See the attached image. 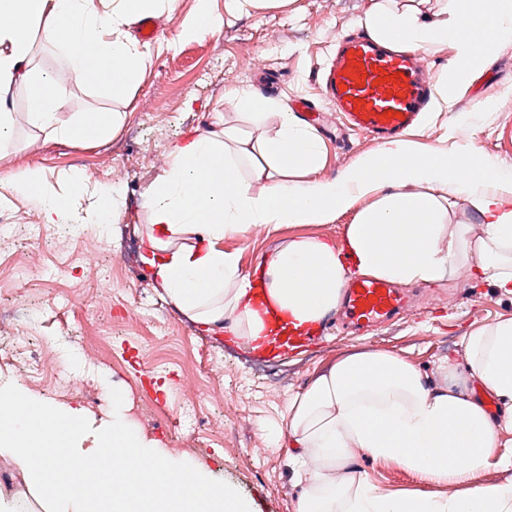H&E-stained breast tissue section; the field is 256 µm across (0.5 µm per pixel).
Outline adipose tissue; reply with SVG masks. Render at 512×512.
Masks as SVG:
<instances>
[{
	"label": "adipose tissue",
	"instance_id": "ef3b65f1",
	"mask_svg": "<svg viewBox=\"0 0 512 512\" xmlns=\"http://www.w3.org/2000/svg\"><path fill=\"white\" fill-rule=\"evenodd\" d=\"M453 2L451 16L442 20L379 2L362 22L377 41L395 48L451 46L440 87L444 97L512 44V0ZM172 3L0 0V133L9 125L7 94L22 82L29 89V121L47 139L108 140L116 122L109 112H87L58 124L64 97L30 66L31 26L44 23L75 78L96 81L99 90L118 97L140 84L151 61L148 48L129 32L130 23ZM170 156L168 171L147 195L149 246L143 261L163 294L194 321L229 322L233 335L256 348L314 331L336 309L354 272L398 284L434 283L471 259L479 278L512 294V211L499 203L501 194L512 192V166L480 159L472 143L442 156L408 141L393 142L359 156L337 178L316 180L321 140L288 114L276 139L253 144L219 126L176 142ZM253 157L258 165L243 174V159ZM255 178L267 181L265 193H253ZM409 184L419 186V193H407ZM6 187L37 202L46 223L83 221L70 199L54 194L38 171L18 175ZM367 195L377 201L347 226L343 248L316 238L293 240L257 280L224 251L225 236L250 225L323 224ZM460 196L485 221L474 246L465 230L445 232ZM466 353L468 373L480 386L476 394L457 390L453 368L445 370L446 384L434 387L398 355L369 349L342 357L295 395L283 431L303 486L295 512H512V482L445 499L390 495L352 466L360 452L394 460L431 480L457 482L464 471L449 470V456L462 459L465 471H478L488 465L499 437L512 443V320L467 337ZM489 398L502 406V414L488 411ZM310 455L345 469L346 477L336 482L326 472L306 471Z\"/></svg>",
	"mask_w": 512,
	"mask_h": 512
}]
</instances>
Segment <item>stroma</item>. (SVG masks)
Returning <instances> with one entry per match:
<instances>
[{"instance_id": "35a3bbf8", "label": "stroma", "mask_w": 512, "mask_h": 512, "mask_svg": "<svg viewBox=\"0 0 512 512\" xmlns=\"http://www.w3.org/2000/svg\"><path fill=\"white\" fill-rule=\"evenodd\" d=\"M227 2L175 0L173 12L157 15L151 63L126 97L101 93L89 81L61 83L65 105L59 123L82 112L123 113L106 143L46 140L28 122L25 85H14L0 179L36 170L64 193L66 175L75 173L91 187H118L121 197L115 223L74 229L45 223L24 196L0 195V213H8L14 225L12 240L0 246V381L19 386L34 400L82 410L94 432L111 422L110 391L119 389L131 404L132 421L159 442L164 456L204 465L213 479L238 490L251 512H295L296 471L277 439L290 399L341 355L360 348L397 354L437 384L441 366H453L461 390H476L467 372L465 338L512 319V295L477 279L462 263L453 278L410 284V292L421 298L412 313L362 336L337 321L317 346L279 354L244 347L228 333L197 324L160 295L142 260L146 198L170 165L171 145L218 121L247 134L261 126L266 139L275 138L283 123L281 107L297 97L319 98L318 68L339 37L359 29L377 0H287L259 12H232ZM204 10L223 17V27L200 25ZM191 21L197 24L194 35L179 38L180 25ZM264 72L277 78L267 96L279 107L254 123L225 95L255 86ZM464 112L479 113L476 126L457 128ZM509 126L512 45L459 87L450 105L434 102L406 138L449 153L468 136L483 158L512 165V148L502 138ZM377 148L355 132L345 147L323 141L317 176L337 177ZM372 202L362 197L324 224H254L225 237L224 250L250 273L298 238L340 247L347 224ZM59 373L67 385L55 386ZM94 432L83 447H94ZM354 464L387 494L425 491L445 498L464 486L512 481V467L495 461L462 485L424 479L390 460L358 457ZM35 496L11 458L0 455V512H14L17 500Z\"/></svg>"}]
</instances>
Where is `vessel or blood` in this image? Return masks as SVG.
<instances>
[{
	"label": "vessel or blood",
	"mask_w": 512,
	"mask_h": 512,
	"mask_svg": "<svg viewBox=\"0 0 512 512\" xmlns=\"http://www.w3.org/2000/svg\"><path fill=\"white\" fill-rule=\"evenodd\" d=\"M386 82H379V75ZM434 79L420 52L384 47L366 31L340 38L336 53L320 74L321 98L336 106L341 133L375 140L393 138L414 126L432 98ZM344 312L360 328L378 325L398 312L411 311L413 298L386 281L357 278L345 285Z\"/></svg>",
	"instance_id": "obj_1"
}]
</instances>
